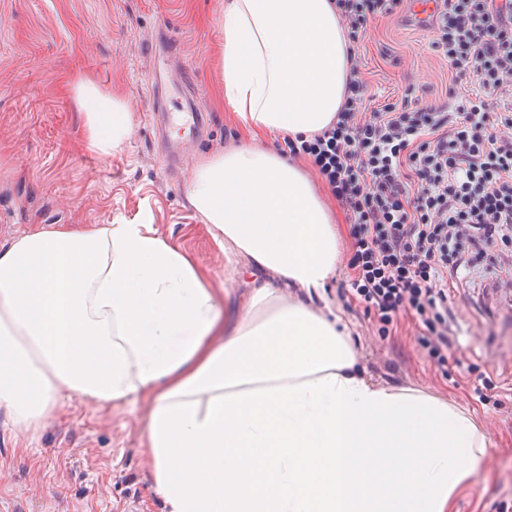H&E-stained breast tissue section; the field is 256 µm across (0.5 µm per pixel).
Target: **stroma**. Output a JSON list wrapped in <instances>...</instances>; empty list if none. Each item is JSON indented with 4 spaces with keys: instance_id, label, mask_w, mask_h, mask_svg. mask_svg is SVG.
I'll list each match as a JSON object with an SVG mask.
<instances>
[{
    "instance_id": "1",
    "label": "stroma",
    "mask_w": 512,
    "mask_h": 512,
    "mask_svg": "<svg viewBox=\"0 0 512 512\" xmlns=\"http://www.w3.org/2000/svg\"><path fill=\"white\" fill-rule=\"evenodd\" d=\"M223 13L224 0H0L1 247L41 225L143 223L189 253L211 287L233 301L245 293V273L232 269L186 200L198 163L245 139L219 103ZM430 41L401 12L371 25L362 60L374 107L445 100L451 74ZM161 64L176 106L191 99L207 116L177 167L168 165L152 121L149 77ZM83 77L126 102L134 132L121 153L88 149L74 102ZM351 275L340 265L327 298L367 375L448 397L493 436L452 512H512V293L449 289L459 345L441 368L411 316L384 328L355 297L340 298L338 286ZM485 376L497 388L482 398ZM5 421L0 411V512H166L142 452V410L76 399L25 448Z\"/></svg>"
}]
</instances>
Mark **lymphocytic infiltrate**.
<instances>
[{
	"instance_id": "obj_1",
	"label": "lymphocytic infiltrate",
	"mask_w": 512,
	"mask_h": 512,
	"mask_svg": "<svg viewBox=\"0 0 512 512\" xmlns=\"http://www.w3.org/2000/svg\"><path fill=\"white\" fill-rule=\"evenodd\" d=\"M403 0H335L351 66L335 119L286 139L290 158L323 177L350 225V287L382 324L411 314L438 366L457 345L448 283L480 267L486 287L512 271V0H441L427 23L457 83L477 89L456 109L372 107L362 71L368 26Z\"/></svg>"
}]
</instances>
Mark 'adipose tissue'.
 <instances>
[{
  "label": "adipose tissue",
  "instance_id": "ef3b65f1",
  "mask_svg": "<svg viewBox=\"0 0 512 512\" xmlns=\"http://www.w3.org/2000/svg\"><path fill=\"white\" fill-rule=\"evenodd\" d=\"M223 25L222 99L250 143L200 163L187 200L248 291L221 302L147 224L36 228L0 247V409L27 433L76 398L144 402L168 512H452L491 435L447 398L359 370L348 325L313 307L339 260L333 210L263 143L341 108L333 0H224ZM75 101L92 149L124 146L122 99L83 80Z\"/></svg>",
  "mask_w": 512,
  "mask_h": 512
}]
</instances>
